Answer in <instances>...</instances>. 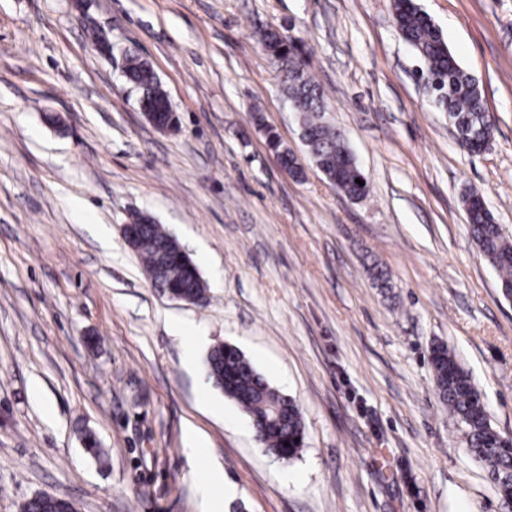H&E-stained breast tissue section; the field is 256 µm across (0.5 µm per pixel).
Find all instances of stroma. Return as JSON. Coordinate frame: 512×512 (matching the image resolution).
<instances>
[{"mask_svg": "<svg viewBox=\"0 0 512 512\" xmlns=\"http://www.w3.org/2000/svg\"><path fill=\"white\" fill-rule=\"evenodd\" d=\"M416 2L480 84L482 153L418 81L394 0H0V512L42 493L78 512H202L212 460L237 489L223 512H512L431 362L447 345L512 438V300L462 204L479 194L512 237V0ZM268 28L300 46L365 199L310 159ZM128 51L176 131L140 111ZM137 213L189 254L206 302L154 288L122 232ZM218 344L295 401L297 457L267 453L214 385ZM189 425L206 440L194 464ZM126 72L130 76V78L134 79L138 82V89L141 92V96H144L150 103L151 108L150 111L147 112L145 109L147 103L142 100V97H139V107L141 112L144 113L146 118L158 129L165 130L169 129L168 126H160L154 123L151 119V112H160V113H171L172 107L170 101L168 99L167 93L161 86L159 80L155 78L153 72L147 61L142 59L139 56H129L126 59ZM123 68V73L125 70Z\"/></svg>", "mask_w": 512, "mask_h": 512, "instance_id": "1", "label": "stroma"}]
</instances>
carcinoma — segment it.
Segmentation results:
<instances>
[{
	"instance_id": "cac0c4a2",
	"label": "carcinoma",
	"mask_w": 512,
	"mask_h": 512,
	"mask_svg": "<svg viewBox=\"0 0 512 512\" xmlns=\"http://www.w3.org/2000/svg\"><path fill=\"white\" fill-rule=\"evenodd\" d=\"M394 18L401 38L421 59L423 71L429 73L427 86L433 93L436 108L448 113L450 120L469 134L490 143L491 135L482 132L485 107L479 84L462 69L439 27L415 0H394ZM262 43L280 73L283 92L299 105L302 138L311 159L342 195L349 199L363 198L367 186L355 182L362 172L351 170V151L342 133L322 122L321 112L326 107L324 92L307 72L305 62L298 59L288 40L276 32L267 33ZM126 72L138 82L141 95L151 105L150 111L172 112L168 95L147 61L129 56ZM471 196L469 192L462 197L469 214L471 236L496 271L502 296L512 299V242L488 210L470 203ZM133 223L139 226L133 248L155 287L174 288L187 294L205 292L194 275L195 263L174 238L160 225L144 223L141 216L135 217ZM431 360L439 397L448 406V412L464 425L469 451L489 468L502 497H508L512 492V439L504 438L491 427L480 393L448 348L441 345L433 348ZM207 364L211 377L225 396L239 404L250 418H265V450L282 459L297 456L304 431L296 404L272 387L234 346H215ZM20 512H76V507L65 498L37 495L25 500Z\"/></svg>"
}]
</instances>
